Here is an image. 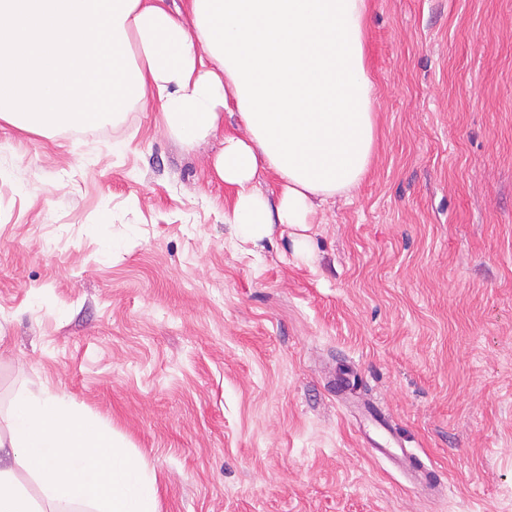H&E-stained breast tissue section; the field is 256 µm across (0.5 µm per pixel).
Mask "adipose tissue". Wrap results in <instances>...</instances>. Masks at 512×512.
Here are the masks:
<instances>
[{
  "label": "adipose tissue",
  "instance_id": "ef3b65f1",
  "mask_svg": "<svg viewBox=\"0 0 512 512\" xmlns=\"http://www.w3.org/2000/svg\"><path fill=\"white\" fill-rule=\"evenodd\" d=\"M367 23L368 0H0V123L82 129L153 98L181 142L222 134L224 221L255 245L367 176ZM228 113L244 135L223 134ZM0 512H158L156 476L65 393L25 387L0 413Z\"/></svg>",
  "mask_w": 512,
  "mask_h": 512
}]
</instances>
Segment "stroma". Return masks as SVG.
<instances>
[{
    "mask_svg": "<svg viewBox=\"0 0 512 512\" xmlns=\"http://www.w3.org/2000/svg\"><path fill=\"white\" fill-rule=\"evenodd\" d=\"M366 57L376 155L305 260L279 225L233 246L219 138L156 102L0 127V409L65 391L158 512H512V0H369ZM376 450L410 473L421 487L427 488L437 484L434 471L429 469L417 454L408 451L406 448L381 447L376 448Z\"/></svg>",
    "mask_w": 512,
    "mask_h": 512,
    "instance_id": "35a3bbf8",
    "label": "stroma"
}]
</instances>
